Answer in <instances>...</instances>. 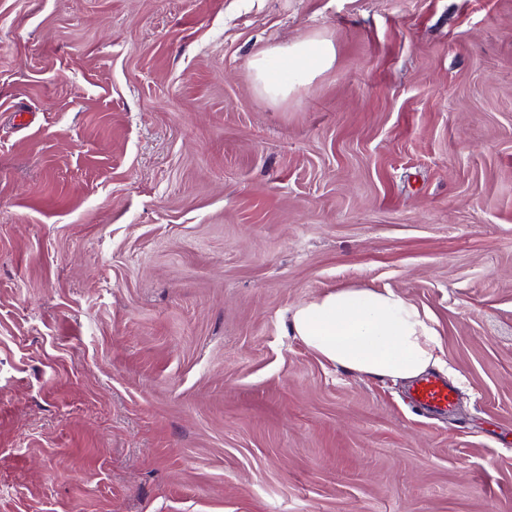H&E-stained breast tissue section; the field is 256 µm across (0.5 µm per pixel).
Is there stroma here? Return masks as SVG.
I'll return each mask as SVG.
<instances>
[{
	"label": "stroma",
	"instance_id": "obj_1",
	"mask_svg": "<svg viewBox=\"0 0 512 512\" xmlns=\"http://www.w3.org/2000/svg\"><path fill=\"white\" fill-rule=\"evenodd\" d=\"M350 286L452 414L293 335ZM0 512H512V0H0ZM332 45L324 40L305 39L280 47L276 54L257 57L251 62L257 84L269 95H286L295 84L331 67ZM411 403L422 411L433 415L450 413L455 406V392L439 377H424L409 389Z\"/></svg>",
	"mask_w": 512,
	"mask_h": 512
}]
</instances>
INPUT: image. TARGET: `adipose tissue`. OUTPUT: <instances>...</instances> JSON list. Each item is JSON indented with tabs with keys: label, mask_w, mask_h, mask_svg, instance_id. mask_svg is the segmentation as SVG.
I'll use <instances>...</instances> for the list:
<instances>
[{
	"label": "adipose tissue",
	"mask_w": 512,
	"mask_h": 512,
	"mask_svg": "<svg viewBox=\"0 0 512 512\" xmlns=\"http://www.w3.org/2000/svg\"><path fill=\"white\" fill-rule=\"evenodd\" d=\"M333 60L329 42L305 39L254 59L251 68L267 94L280 96ZM290 329L324 360L362 375L408 381L442 363L433 319L389 289L326 292L293 309Z\"/></svg>",
	"instance_id": "obj_1"
}]
</instances>
